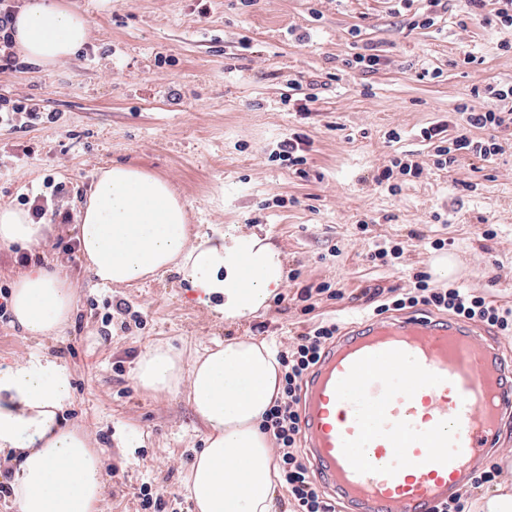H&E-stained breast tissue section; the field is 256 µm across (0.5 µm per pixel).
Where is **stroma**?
Segmentation results:
<instances>
[{
	"mask_svg": "<svg viewBox=\"0 0 512 512\" xmlns=\"http://www.w3.org/2000/svg\"><path fill=\"white\" fill-rule=\"evenodd\" d=\"M68 4L92 24L83 51L53 67L0 69V96L56 117L0 128V205L43 200L51 226L30 249L0 245V287L53 268L74 288L76 310L55 338L0 321V364L42 354L69 368L65 420L106 451L104 512H142L145 483L164 512H194L184 480L206 429L185 395L137 386L136 362L152 344L201 349L249 336L282 350L321 322L374 319V290L407 293L440 253L455 269L432 287L512 309V131L499 130L503 149L492 159L462 156L444 169L420 134L433 124L455 133L460 106L489 104L475 88L512 84V49L503 47L512 29L465 19L459 0L431 26L419 23L421 0H112L107 12L98 0ZM371 48L382 55L378 70L347 67ZM433 69L439 78H428ZM292 91L314 95L308 115L283 106ZM294 134L307 141L304 177L271 158ZM400 153L424 171L393 192L374 178ZM115 162L172 182L189 223L269 237L288 279L266 310L224 321L194 304L174 268L130 288L96 287L76 225L60 215L77 214L99 169ZM61 182L66 192L55 194ZM397 244L401 256L374 258ZM322 284L339 298L317 294ZM120 299L141 323L124 324L112 309Z\"/></svg>",
	"mask_w": 512,
	"mask_h": 512,
	"instance_id": "stroma-1",
	"label": "stroma"
}]
</instances>
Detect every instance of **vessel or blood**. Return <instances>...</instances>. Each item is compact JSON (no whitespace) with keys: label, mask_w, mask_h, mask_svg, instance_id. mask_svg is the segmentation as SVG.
Returning <instances> with one entry per match:
<instances>
[{"label":"vessel or blood","mask_w":512,"mask_h":512,"mask_svg":"<svg viewBox=\"0 0 512 512\" xmlns=\"http://www.w3.org/2000/svg\"><path fill=\"white\" fill-rule=\"evenodd\" d=\"M512 367L470 323L385 316L352 326L303 389L305 451L353 512H431L497 447Z\"/></svg>","instance_id":"vessel-or-blood-1"}]
</instances>
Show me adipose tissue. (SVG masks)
<instances>
[{
    "label": "adipose tissue",
    "mask_w": 512,
    "mask_h": 512,
    "mask_svg": "<svg viewBox=\"0 0 512 512\" xmlns=\"http://www.w3.org/2000/svg\"><path fill=\"white\" fill-rule=\"evenodd\" d=\"M90 35L88 16L58 0H24L12 24L15 52L43 67L73 58ZM77 228L101 286H130L175 267L197 303L217 306L229 322L264 309L285 280L274 246L254 234L191 231L170 182L134 163L101 170ZM48 231L28 211L0 207L1 245H37ZM75 307L68 280L43 268L20 276L12 290L14 320L34 337L57 333ZM134 378L150 393H186L208 431L185 482L196 512H274L280 473L261 423L283 386L267 342L232 339L189 358L155 345L138 358ZM71 401L69 371L48 357L0 366V452L14 463L9 486L18 512H102V456L87 432L66 425Z\"/></svg>",
    "instance_id": "obj_1"
}]
</instances>
